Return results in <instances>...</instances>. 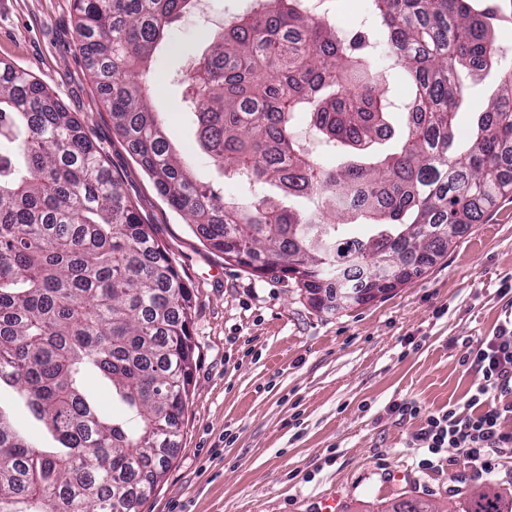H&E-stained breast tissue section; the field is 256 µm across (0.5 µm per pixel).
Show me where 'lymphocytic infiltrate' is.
Segmentation results:
<instances>
[{"instance_id":"obj_1","label":"lymphocytic infiltrate","mask_w":512,"mask_h":512,"mask_svg":"<svg viewBox=\"0 0 512 512\" xmlns=\"http://www.w3.org/2000/svg\"><path fill=\"white\" fill-rule=\"evenodd\" d=\"M463 361L477 374L464 407L423 414L412 445L424 453L421 468H431L433 456L451 448L461 475L479 478L494 472L500 458L512 455V430L503 426L512 415V336L499 332L481 338Z\"/></svg>"}]
</instances>
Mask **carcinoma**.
<instances>
[{"label": "carcinoma", "mask_w": 512, "mask_h": 512, "mask_svg": "<svg viewBox=\"0 0 512 512\" xmlns=\"http://www.w3.org/2000/svg\"><path fill=\"white\" fill-rule=\"evenodd\" d=\"M96 91L160 194L212 248L291 276L322 309L360 293L378 256L422 275L498 198L512 195V69L456 150L461 74L498 63V0H370L410 88L397 103L350 37L262 0L227 21L183 79L201 151L256 191L226 199L194 178L151 104L153 55L197 0H72ZM405 116L401 145L388 118ZM309 116L326 153L296 141ZM338 156L341 162L326 160ZM275 187L278 193L265 191ZM193 301L167 249L73 113L31 73L0 70V386L57 442L0 409V512H140L177 448L192 385ZM112 385L120 415L92 396ZM391 512H433L418 498ZM463 512H505L479 493Z\"/></svg>", "instance_id": "cac0c4a2"}]
</instances>
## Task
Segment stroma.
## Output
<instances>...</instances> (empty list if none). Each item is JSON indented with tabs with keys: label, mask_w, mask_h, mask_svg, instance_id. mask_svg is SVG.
I'll return each instance as SVG.
<instances>
[{
	"label": "stroma",
	"mask_w": 512,
	"mask_h": 512,
	"mask_svg": "<svg viewBox=\"0 0 512 512\" xmlns=\"http://www.w3.org/2000/svg\"><path fill=\"white\" fill-rule=\"evenodd\" d=\"M249 0H199L152 65L155 106L197 179H219L201 153L180 79ZM32 73L75 112L143 223L190 287L193 384L178 449L142 512H385L399 500L462 512L482 490L512 500V458L479 480H451L454 449L418 466L424 413L464 406L475 375L465 341L512 321V197L471 225L421 277L365 305L315 309L293 280L227 262L175 212L112 131L76 34L72 0H0V64ZM456 129L467 137L500 87L493 67L465 76ZM420 406L416 417L391 403Z\"/></svg>",
	"instance_id": "obj_1"
}]
</instances>
